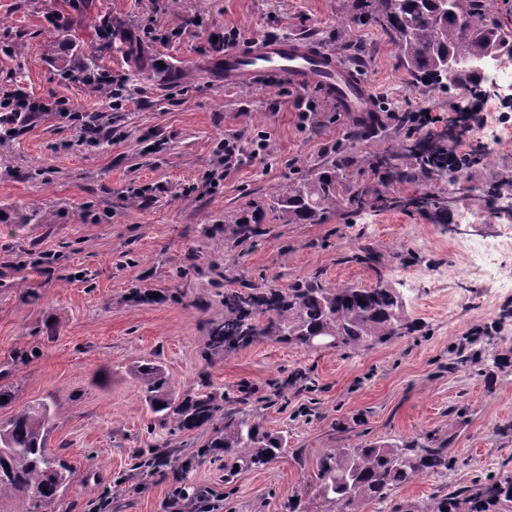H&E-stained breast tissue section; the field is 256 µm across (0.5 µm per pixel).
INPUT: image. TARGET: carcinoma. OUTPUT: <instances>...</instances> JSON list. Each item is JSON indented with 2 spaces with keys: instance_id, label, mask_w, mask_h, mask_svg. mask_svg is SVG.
Listing matches in <instances>:
<instances>
[{
  "instance_id": "carcinoma-1",
  "label": "carcinoma",
  "mask_w": 512,
  "mask_h": 512,
  "mask_svg": "<svg viewBox=\"0 0 512 512\" xmlns=\"http://www.w3.org/2000/svg\"><path fill=\"white\" fill-rule=\"evenodd\" d=\"M490 4L491 0H363L352 22L391 31L398 40L403 67L415 82L433 87L465 83L477 88L481 76L476 61L494 53L512 56L504 19ZM460 128L451 125L434 141L399 142L365 159V165L383 183L410 182L414 174L398 163L405 153L415 159L421 172L454 183L470 167L468 162L448 164V144L458 138ZM350 166L346 159L310 182L293 177L278 201L297 224H307L319 211L345 200L360 207L380 201L367 186L347 187ZM411 330L398 297L382 283L370 288H326L315 276L295 281L286 291L251 284L225 292L224 320L211 327L206 348L229 352L265 339L303 345L310 333L335 336L338 346L358 348ZM132 372L142 384L145 404L162 425L172 422L180 430H193L211 422L221 410L206 383L196 396L175 399L161 365L151 359L135 365ZM53 420L51 404L42 401L0 422V495L24 497L28 512H55L73 474V468L47 448ZM282 445V439L260 431L248 418L226 413L224 429L214 431L200 454L224 449V471L230 480L238 470L269 464ZM450 462L443 444L431 448L418 443H371L347 453L327 452L319 463V493L333 505L332 512H358L361 501L383 500L415 475L446 469ZM458 495L470 504V512H490L501 498H512V478H495L481 492L461 490Z\"/></svg>"
}]
</instances>
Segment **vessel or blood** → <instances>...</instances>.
I'll return each mask as SVG.
<instances>
[{
    "label": "vessel or blood",
    "mask_w": 512,
    "mask_h": 512,
    "mask_svg": "<svg viewBox=\"0 0 512 512\" xmlns=\"http://www.w3.org/2000/svg\"><path fill=\"white\" fill-rule=\"evenodd\" d=\"M212 69L228 86H252L276 74L298 87L320 88L337 111L362 119L376 111L371 88L334 53L300 38L259 39L213 59Z\"/></svg>",
    "instance_id": "vessel-or-blood-1"
}]
</instances>
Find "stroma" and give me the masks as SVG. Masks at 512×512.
Masks as SVG:
<instances>
[{
    "mask_svg": "<svg viewBox=\"0 0 512 512\" xmlns=\"http://www.w3.org/2000/svg\"><path fill=\"white\" fill-rule=\"evenodd\" d=\"M360 0H0V90L65 102L106 117L97 143L79 144L73 121L49 112L0 150V420L52 399L47 445L75 469L57 512H164L174 488L208 489L218 512H328L318 493L327 452L371 442L446 444L453 466L417 475L361 512H434L487 477L512 475V291L469 273L459 235L496 238L512 212L451 233L434 206L488 210L482 188L512 199V137L491 147L467 189L425 174L380 183L350 167V182L376 187L403 207L336 206L294 224L275 192L289 174L314 177L345 143L360 159L413 136L402 114L452 120L459 100L412 83L396 37L350 19ZM111 30L104 42L101 33ZM239 41L314 39L349 62L371 87L382 131L348 138L354 116L313 87L277 76L230 87L213 76L208 37ZM122 78L126 103L107 86L74 83L89 63ZM238 137L240 163L221 146ZM258 215L261 233L237 226ZM372 264L347 261L361 248ZM319 276L323 285L383 282L402 300L416 332L357 349L313 350L267 340L226 353L204 347L224 318V292L245 284L285 288ZM474 344L478 358L455 362ZM159 361L176 396L210 383L238 398L249 420L286 446L267 467L224 479V454L198 457L212 425L160 426L130 373ZM302 370L308 380H293ZM170 455L161 471L136 468L134 452Z\"/></svg>",
    "mask_w": 512,
    "mask_h": 512,
    "instance_id": "1",
    "label": "stroma"
}]
</instances>
